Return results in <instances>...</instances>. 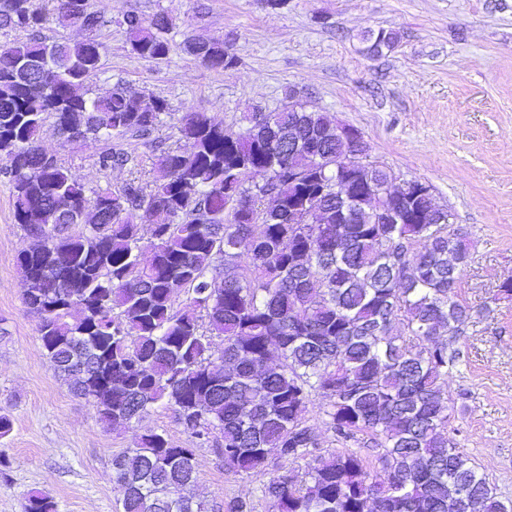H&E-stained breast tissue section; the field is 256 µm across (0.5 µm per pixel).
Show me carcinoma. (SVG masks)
<instances>
[{
    "mask_svg": "<svg viewBox=\"0 0 512 512\" xmlns=\"http://www.w3.org/2000/svg\"><path fill=\"white\" fill-rule=\"evenodd\" d=\"M51 3L0 0V28L31 32L0 51V155L9 160L16 223L33 237L50 230L48 248L19 255L24 304L74 393L104 423L139 421L162 406L198 444L219 431L234 474L264 472L276 455L281 464L261 487L274 512H512L448 436L454 404L441 380L460 356L441 330L451 338L469 319L455 288L470 253L448 225L434 223L433 194L409 208L391 201L399 224H372L359 204L336 223L344 175L334 163L354 146L336 138L334 114L286 108L252 112L236 132L188 113L179 133L191 150L160 151L151 193L134 179L89 191L41 147L45 121L100 144L97 165L108 172L138 165L127 140L150 138L168 104L156 98L147 107L123 90L80 94L99 71L95 35L110 21L88 2ZM49 23L88 37L49 42L41 36ZM121 25L133 54L169 58L166 14H128ZM366 40L380 56L397 34L380 29ZM184 50L212 70L237 64L222 39L187 40ZM290 134L301 148H288ZM247 171L272 186L269 205L246 186ZM390 177L383 166L366 167L355 191L381 193ZM306 202L314 206L304 223H289L290 210ZM91 204L96 218L84 223ZM220 262L233 270L222 279L213 274ZM398 317L403 335L393 332ZM315 394L329 399L323 414L336 441L381 449L382 472L347 451L295 473L292 465L317 447L305 420ZM196 480L195 449L164 431L112 456L118 512H209L191 494ZM450 480L467 499L448 495ZM23 512L56 507L36 492Z\"/></svg>",
    "mask_w": 512,
    "mask_h": 512,
    "instance_id": "obj_1",
    "label": "carcinoma"
}]
</instances>
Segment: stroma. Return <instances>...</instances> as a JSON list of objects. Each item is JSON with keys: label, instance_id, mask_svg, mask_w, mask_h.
Here are the masks:
<instances>
[{"label": "stroma", "instance_id": "stroma-1", "mask_svg": "<svg viewBox=\"0 0 512 512\" xmlns=\"http://www.w3.org/2000/svg\"><path fill=\"white\" fill-rule=\"evenodd\" d=\"M111 17L98 34L101 67L84 85L94 98L121 85L143 102L168 103L165 123L133 141L139 167L105 173L88 142H71L46 122L41 145L61 157L87 188L127 180L154 185L156 143L190 145L178 127L199 112L236 130L246 113L276 112L288 103L330 112L357 129L370 159L396 184L430 185L453 215L451 232L469 243L471 262L457 284L471 317L452 348L460 362L442 388L457 407L450 436L503 500H512V299L498 293L512 275V0H90ZM165 13L173 51L150 62L130 51L121 20ZM397 32L394 47L365 53L364 36ZM221 38L237 59L215 71L183 49L186 39ZM0 157V415L12 423L0 437V512H23L31 492L49 496L56 512H115L112 456L135 447L149 429L166 431L196 450V492L212 512L245 498L253 512H273L262 498L264 473L234 474L215 442L194 447L171 411L141 421L102 423L46 358L36 321L23 302L17 263L32 241L14 219Z\"/></svg>", "mask_w": 512, "mask_h": 512}]
</instances>
